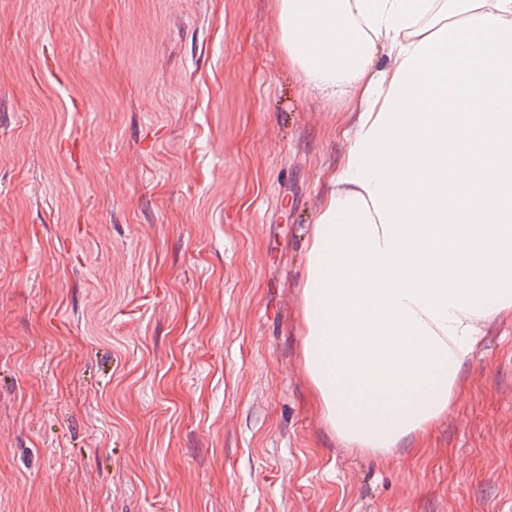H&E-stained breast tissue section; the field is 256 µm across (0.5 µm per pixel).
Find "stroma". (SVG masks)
Returning <instances> with one entry per match:
<instances>
[{
	"mask_svg": "<svg viewBox=\"0 0 512 512\" xmlns=\"http://www.w3.org/2000/svg\"><path fill=\"white\" fill-rule=\"evenodd\" d=\"M354 117L273 0H0V512H512V311L391 458L305 374Z\"/></svg>",
	"mask_w": 512,
	"mask_h": 512,
	"instance_id": "stroma-1",
	"label": "stroma"
}]
</instances>
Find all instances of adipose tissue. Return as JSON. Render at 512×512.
<instances>
[{"instance_id": "obj_1", "label": "adipose tissue", "mask_w": 512, "mask_h": 512, "mask_svg": "<svg viewBox=\"0 0 512 512\" xmlns=\"http://www.w3.org/2000/svg\"><path fill=\"white\" fill-rule=\"evenodd\" d=\"M274 9L306 88L354 114L309 236L305 370L337 438L388 457L512 308V0Z\"/></svg>"}]
</instances>
